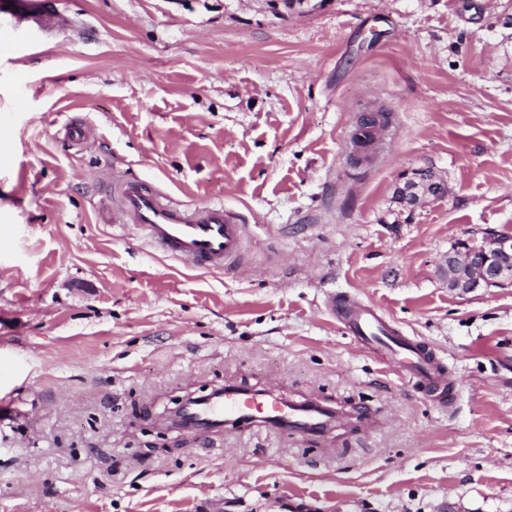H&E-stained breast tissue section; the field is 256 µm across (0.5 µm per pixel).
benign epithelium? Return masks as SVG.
<instances>
[{"label":"benign epithelium","instance_id":"7a95c632","mask_svg":"<svg viewBox=\"0 0 512 512\" xmlns=\"http://www.w3.org/2000/svg\"><path fill=\"white\" fill-rule=\"evenodd\" d=\"M439 181L417 171L398 186V195L414 206L424 199L437 198ZM439 273L448 288L462 295L481 288H492L512 277V233L490 232L479 245L461 242L444 255Z\"/></svg>","mask_w":512,"mask_h":512}]
</instances>
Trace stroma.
<instances>
[{"instance_id": "1", "label": "stroma", "mask_w": 512, "mask_h": 512, "mask_svg": "<svg viewBox=\"0 0 512 512\" xmlns=\"http://www.w3.org/2000/svg\"><path fill=\"white\" fill-rule=\"evenodd\" d=\"M56 2V38L0 19V512H512V280L461 295L438 272L512 232V0ZM421 169L447 192L405 206ZM111 174L223 203L248 275L108 222ZM336 295L429 348L452 401L363 347ZM275 372L340 412L325 437L167 424Z\"/></svg>"}]
</instances>
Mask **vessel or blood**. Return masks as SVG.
Listing matches in <instances>:
<instances>
[{
    "label": "vessel or blood",
    "instance_id": "b4317fda",
    "mask_svg": "<svg viewBox=\"0 0 512 512\" xmlns=\"http://www.w3.org/2000/svg\"><path fill=\"white\" fill-rule=\"evenodd\" d=\"M1 13L8 14L17 24L39 28L49 35L65 24L48 0H0ZM107 189L113 200V223L133 225L164 255L198 268L244 272L246 227L223 204L208 203L188 209L141 180L115 178L108 182ZM331 307L359 341L384 349L388 363L416 379L426 391L443 395L450 389L445 366L418 343L394 335L373 306L342 297L332 302ZM333 419V413L327 409L284 402L272 388L260 393H227L217 388L206 397L188 401L172 415L170 422L190 433L218 430L228 422L259 421L320 434Z\"/></svg>",
    "mask_w": 512,
    "mask_h": 512
}]
</instances>
